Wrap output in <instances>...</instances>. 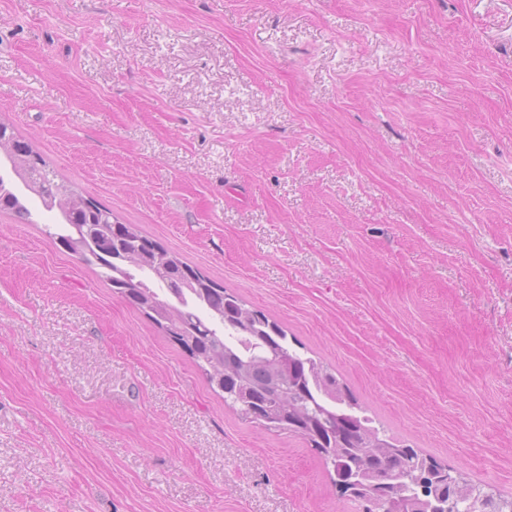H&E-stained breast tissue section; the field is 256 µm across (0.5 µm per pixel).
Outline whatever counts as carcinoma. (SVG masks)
I'll return each mask as SVG.
<instances>
[{"label": "carcinoma", "instance_id": "obj_1", "mask_svg": "<svg viewBox=\"0 0 512 512\" xmlns=\"http://www.w3.org/2000/svg\"><path fill=\"white\" fill-rule=\"evenodd\" d=\"M13 135L15 157L40 162L35 188L22 184L10 164H0V211L28 220L27 203H42L61 185L42 156ZM48 235L86 264L100 269L116 293L160 326L204 373L214 392L241 417L265 430L301 437L326 468L336 490L363 512H391L392 500L422 510L409 512H509L512 497L469 481L375 426L357 398L320 360L288 345L285 331L261 310L170 254L131 224L112 222V213L72 192V210L55 217ZM239 393L247 400L229 397ZM387 471L392 484L369 478Z\"/></svg>", "mask_w": 512, "mask_h": 512}]
</instances>
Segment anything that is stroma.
<instances>
[{
    "label": "stroma",
    "mask_w": 512,
    "mask_h": 512,
    "mask_svg": "<svg viewBox=\"0 0 512 512\" xmlns=\"http://www.w3.org/2000/svg\"><path fill=\"white\" fill-rule=\"evenodd\" d=\"M0 120L512 493V0H0ZM0 212V512H362Z\"/></svg>",
    "instance_id": "35a3bbf8"
}]
</instances>
